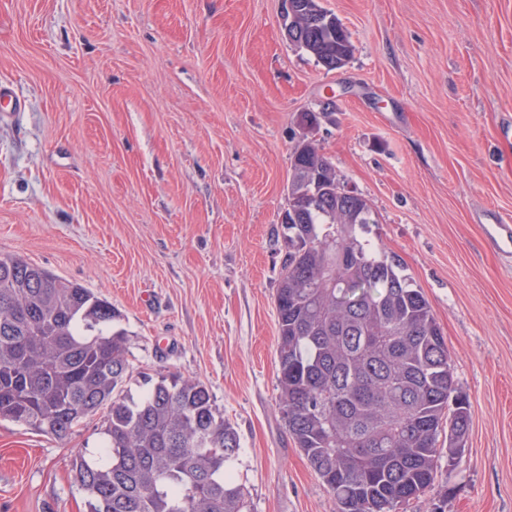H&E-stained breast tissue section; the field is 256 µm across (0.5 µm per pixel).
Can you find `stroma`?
I'll return each mask as SVG.
<instances>
[{
	"mask_svg": "<svg viewBox=\"0 0 512 512\" xmlns=\"http://www.w3.org/2000/svg\"><path fill=\"white\" fill-rule=\"evenodd\" d=\"M354 53L291 44L282 0H0V254L89 288L144 376L202 381L238 432L247 512H336L279 407L275 297L292 152L364 197L448 344L471 425L395 512H512V0H323ZM319 115L306 131L304 113ZM64 440L0 421V512H88ZM484 233L491 246L506 258H512V224L487 223Z\"/></svg>",
	"mask_w": 512,
	"mask_h": 512,
	"instance_id": "35a3bbf8",
	"label": "stroma"
}]
</instances>
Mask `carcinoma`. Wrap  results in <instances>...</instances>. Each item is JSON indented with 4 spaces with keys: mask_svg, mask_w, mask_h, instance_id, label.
Returning a JSON list of instances; mask_svg holds the SVG:
<instances>
[{
    "mask_svg": "<svg viewBox=\"0 0 512 512\" xmlns=\"http://www.w3.org/2000/svg\"><path fill=\"white\" fill-rule=\"evenodd\" d=\"M294 45L326 70L353 55L342 23ZM277 288L279 402L288 432L337 512H394L431 487L471 422L432 307L365 237L367 200L314 142L293 154ZM112 304L21 257L0 254V420L67 439L106 410L103 458L72 460L90 512H246L239 438L196 379L128 387V339Z\"/></svg>",
    "mask_w": 512,
    "mask_h": 512,
    "instance_id": "obj_1",
    "label": "carcinoma"
}]
</instances>
